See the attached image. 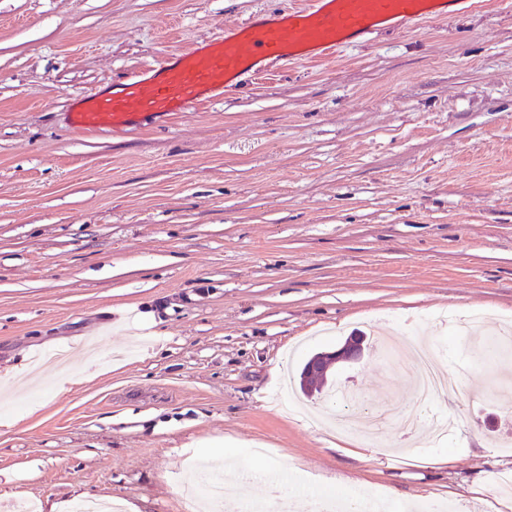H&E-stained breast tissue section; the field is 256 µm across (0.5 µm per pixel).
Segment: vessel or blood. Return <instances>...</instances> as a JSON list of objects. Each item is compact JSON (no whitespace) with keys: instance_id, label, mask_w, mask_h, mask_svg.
<instances>
[{"instance_id":"1","label":"vessel or blood","mask_w":512,"mask_h":512,"mask_svg":"<svg viewBox=\"0 0 512 512\" xmlns=\"http://www.w3.org/2000/svg\"><path fill=\"white\" fill-rule=\"evenodd\" d=\"M475 0H298L273 14L225 26L214 38L168 54L159 66L74 113L82 128L121 127L149 114L186 112L223 96L245 76L320 61L356 45L378 27L410 30L424 19L473 8Z\"/></svg>"}]
</instances>
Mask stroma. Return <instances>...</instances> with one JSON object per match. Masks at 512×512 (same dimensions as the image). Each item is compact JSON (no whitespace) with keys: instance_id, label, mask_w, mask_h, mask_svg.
Instances as JSON below:
<instances>
[{"instance_id":"obj_1","label":"stroma","mask_w":512,"mask_h":512,"mask_svg":"<svg viewBox=\"0 0 512 512\" xmlns=\"http://www.w3.org/2000/svg\"><path fill=\"white\" fill-rule=\"evenodd\" d=\"M290 0H0V512H185L179 487L245 465L392 512H512V358L439 315L512 322V0L333 59L244 78L174 119L70 125L164 54ZM153 313L147 323L144 313ZM336 376L368 407L409 396L422 340L455 422L369 446L285 408L284 378L352 332Z\"/></svg>"}]
</instances>
